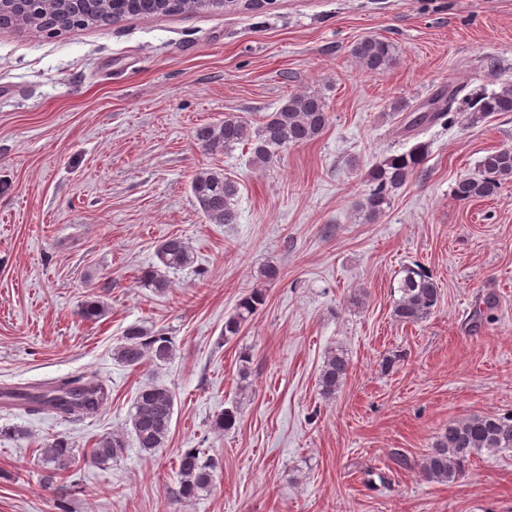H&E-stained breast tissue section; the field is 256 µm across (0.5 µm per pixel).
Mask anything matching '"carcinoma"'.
Returning <instances> with one entry per match:
<instances>
[{
	"label": "carcinoma",
	"instance_id": "cac0c4a2",
	"mask_svg": "<svg viewBox=\"0 0 512 512\" xmlns=\"http://www.w3.org/2000/svg\"><path fill=\"white\" fill-rule=\"evenodd\" d=\"M259 11L262 6L253 0H91L90 6L74 10L61 0H41L38 10L21 11L10 0H0V12L17 16L16 26L42 33H58L82 28L103 29L124 17L151 19L160 15L199 12H231L239 8ZM352 56L365 71H384L396 61L395 48L387 40L364 38L352 48ZM458 92L440 99L432 112L406 116L401 133L414 136L420 129L446 119L456 102ZM512 112V82L502 84L500 90L475 98L469 110L462 111L463 121L475 125L492 115ZM330 124L322 97L315 91H300L288 97L280 109L251 127L242 117L227 114L224 119L200 127L196 140L201 148L211 153H222L243 143L250 145L251 158L256 164L271 166L280 154L290 147H298L318 138ZM428 146L422 142L408 151L387 157L368 172L366 189L359 202L360 210L369 219L381 215L395 190L402 187L425 161ZM512 181V147L491 150L479 161L478 170L471 176L456 180L452 193L459 202H470L494 197L503 184ZM191 192L205 218L211 224H235L238 214L235 202L239 183L222 169L202 170L190 183ZM157 262L140 271V283L157 293L169 288L167 273L183 270L194 263L189 242L177 235L161 240L156 246ZM399 298L393 314L403 323H418L432 315L437 307L440 291L432 276L419 266L403 269L397 281ZM265 303V290L253 288L242 296L234 310L224 320V339L239 335L253 320ZM80 315L96 321L105 315L104 303L91 298L85 301ZM121 364L139 368L149 363L163 366L174 356L171 337L161 330H153L134 322L127 325L119 344L113 350ZM351 368L349 358L341 351L327 354L321 367L318 385L325 399L335 397L344 385ZM92 386H77L73 380H62L37 396L28 398L31 411L59 410L65 414L74 408L95 404ZM175 393L164 385L147 383L137 392L129 419L131 434L137 447L152 454L165 447L175 407ZM238 409L233 405L224 409L213 424L217 431L229 430L237 421ZM127 448L125 435L113 433L99 438L90 450L91 462L104 465L122 456ZM498 454L512 452V411L499 414H475L448 422L432 446L421 459L420 469L432 483H452L465 475L471 458L482 452ZM42 455L58 466L65 467L75 457L72 444L64 436H57L42 446ZM214 465L204 459L199 448H188L179 457L178 497L191 500L208 489L213 481Z\"/></svg>",
	"mask_w": 512,
	"mask_h": 512
}]
</instances>
